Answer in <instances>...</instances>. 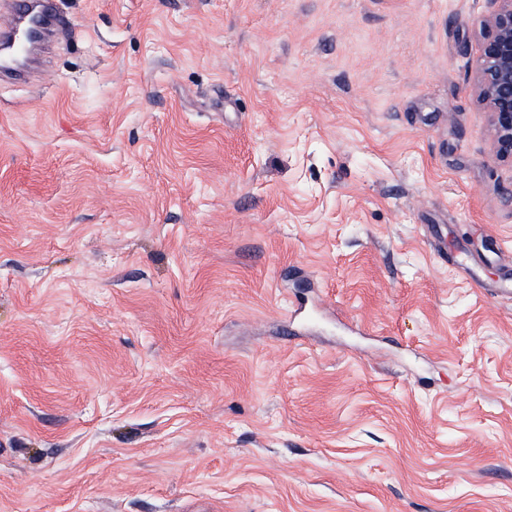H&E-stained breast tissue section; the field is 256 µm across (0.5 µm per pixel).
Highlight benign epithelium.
<instances>
[{
  "instance_id": "7a95c632",
  "label": "benign epithelium",
  "mask_w": 512,
  "mask_h": 512,
  "mask_svg": "<svg viewBox=\"0 0 512 512\" xmlns=\"http://www.w3.org/2000/svg\"><path fill=\"white\" fill-rule=\"evenodd\" d=\"M475 92L493 131L495 156L512 164V0H490Z\"/></svg>"
}]
</instances>
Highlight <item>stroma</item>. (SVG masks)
<instances>
[{"instance_id": "obj_1", "label": "stroma", "mask_w": 512, "mask_h": 512, "mask_svg": "<svg viewBox=\"0 0 512 512\" xmlns=\"http://www.w3.org/2000/svg\"><path fill=\"white\" fill-rule=\"evenodd\" d=\"M58 8L0 82V512H512L488 0ZM41 9L45 15L46 25L45 28L40 32V37L37 39L35 45L38 49H42L46 46L48 37L53 28L62 24L70 23V20L66 17L58 14L54 8V4L50 0L41 1Z\"/></svg>"}]
</instances>
